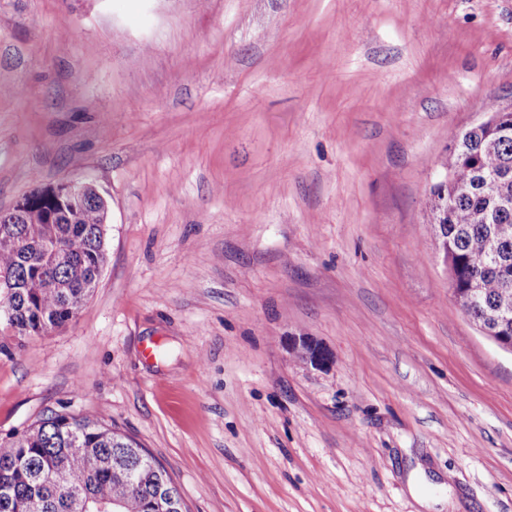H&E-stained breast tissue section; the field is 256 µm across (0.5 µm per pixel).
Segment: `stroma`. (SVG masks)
I'll return each instance as SVG.
<instances>
[{"label": "stroma", "mask_w": 512, "mask_h": 512, "mask_svg": "<svg viewBox=\"0 0 512 512\" xmlns=\"http://www.w3.org/2000/svg\"><path fill=\"white\" fill-rule=\"evenodd\" d=\"M491 101L512 0H0V210L108 204L79 314L0 318V438L104 420L187 512H512V353L430 222Z\"/></svg>", "instance_id": "stroma-1"}]
</instances>
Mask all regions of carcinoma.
I'll return each instance as SVG.
<instances>
[{"label": "carcinoma", "instance_id": "1", "mask_svg": "<svg viewBox=\"0 0 512 512\" xmlns=\"http://www.w3.org/2000/svg\"><path fill=\"white\" fill-rule=\"evenodd\" d=\"M447 185L431 188L433 212L448 198L441 248L462 312L495 336L512 338L494 318L512 306V134L478 129L454 137ZM107 205L75 199L55 224L31 212L27 224L0 221V317L19 336H39L71 320L97 287L106 261ZM165 468L134 438L99 419L49 411L22 434L0 440V512H161Z\"/></svg>", "mask_w": 512, "mask_h": 512}]
</instances>
